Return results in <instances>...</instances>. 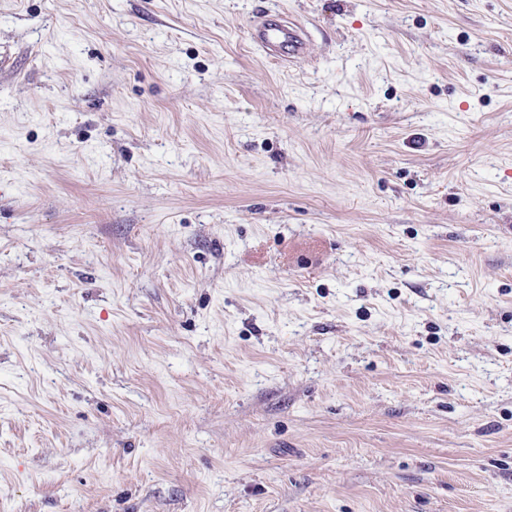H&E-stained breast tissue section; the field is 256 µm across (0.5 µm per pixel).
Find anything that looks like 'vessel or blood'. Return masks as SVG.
<instances>
[{
  "label": "vessel or blood",
  "mask_w": 512,
  "mask_h": 512,
  "mask_svg": "<svg viewBox=\"0 0 512 512\" xmlns=\"http://www.w3.org/2000/svg\"><path fill=\"white\" fill-rule=\"evenodd\" d=\"M251 42L269 57L280 62H298L310 53V35L299 23L269 10L253 20Z\"/></svg>",
  "instance_id": "vessel-or-blood-1"
}]
</instances>
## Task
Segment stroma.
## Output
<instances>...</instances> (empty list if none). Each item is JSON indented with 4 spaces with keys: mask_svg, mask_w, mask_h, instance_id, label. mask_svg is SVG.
Segmentation results:
<instances>
[{
    "mask_svg": "<svg viewBox=\"0 0 512 512\" xmlns=\"http://www.w3.org/2000/svg\"><path fill=\"white\" fill-rule=\"evenodd\" d=\"M0 512H512V0H0ZM251 42L280 62H300L310 53V35L301 24L277 11L262 12L253 20Z\"/></svg>",
    "mask_w": 512,
    "mask_h": 512,
    "instance_id": "1",
    "label": "stroma"
}]
</instances>
